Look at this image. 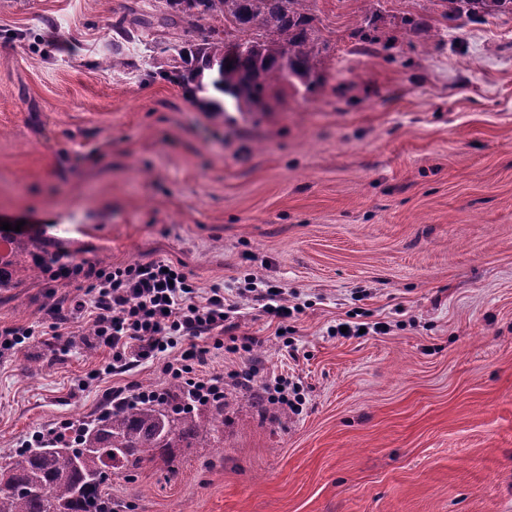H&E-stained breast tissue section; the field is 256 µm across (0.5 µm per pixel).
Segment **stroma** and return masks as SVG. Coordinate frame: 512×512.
Masks as SVG:
<instances>
[{
    "label": "stroma",
    "instance_id": "35a3bbf8",
    "mask_svg": "<svg viewBox=\"0 0 512 512\" xmlns=\"http://www.w3.org/2000/svg\"><path fill=\"white\" fill-rule=\"evenodd\" d=\"M153 0H0V222L50 253L122 266L181 264L202 288L246 274L285 288L279 323L240 300L236 336H210L224 377V452L113 471L112 512H512V15L406 30L434 0H381L383 42L354 36L369 0H313L330 49L315 92L267 111L211 110L195 82L159 77L160 28L106 69L113 25ZM77 283L0 290V457L112 403L164 388L146 361L106 359L84 320L46 336ZM388 334L329 335L339 323ZM300 380L301 413L274 422L233 377ZM34 329L23 326H5L0 328V351H17L21 349L32 336Z\"/></svg>",
    "mask_w": 512,
    "mask_h": 512
}]
</instances>
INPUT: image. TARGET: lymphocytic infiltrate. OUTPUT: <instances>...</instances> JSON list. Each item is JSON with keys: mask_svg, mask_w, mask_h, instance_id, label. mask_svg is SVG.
Segmentation results:
<instances>
[{"mask_svg": "<svg viewBox=\"0 0 512 512\" xmlns=\"http://www.w3.org/2000/svg\"><path fill=\"white\" fill-rule=\"evenodd\" d=\"M46 272L54 281L84 284V291L68 305L49 308V329L58 337L74 319H88L95 347L109 353L101 367L105 374H121L136 363L152 360L161 362L163 374L208 390L217 382L199 378L208 350L195 345V338L234 331L243 298L271 318L284 321L289 317L285 289L251 274L244 277L234 296L228 297L223 287H198L179 266L163 260L115 267L59 266L51 261ZM172 349L178 350V357H169Z\"/></svg>", "mask_w": 512, "mask_h": 512, "instance_id": "1", "label": "lymphocytic infiltrate"}]
</instances>
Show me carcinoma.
I'll list each match as a JSON object with an SVG mask.
<instances>
[{"label": "carcinoma", "mask_w": 512, "mask_h": 512, "mask_svg": "<svg viewBox=\"0 0 512 512\" xmlns=\"http://www.w3.org/2000/svg\"><path fill=\"white\" fill-rule=\"evenodd\" d=\"M444 23L459 17L512 14V0H437ZM158 24L210 20L195 25L193 51L174 45L178 61L194 58L190 78L198 87L224 95L238 112H263L289 86L312 92L322 82L327 41L313 25L310 0H162ZM375 16L355 37L366 47L381 44ZM231 68H226V65ZM7 257L0 256V289L16 288L22 277L40 271L44 242L34 236L6 234ZM224 396L199 402L179 380L152 399L107 407L94 419L77 420L71 435L39 436L0 463V512H112L103 471L132 474L157 458L171 464L176 451L201 442L221 443Z\"/></svg>", "instance_id": "carcinoma-1"}]
</instances>
